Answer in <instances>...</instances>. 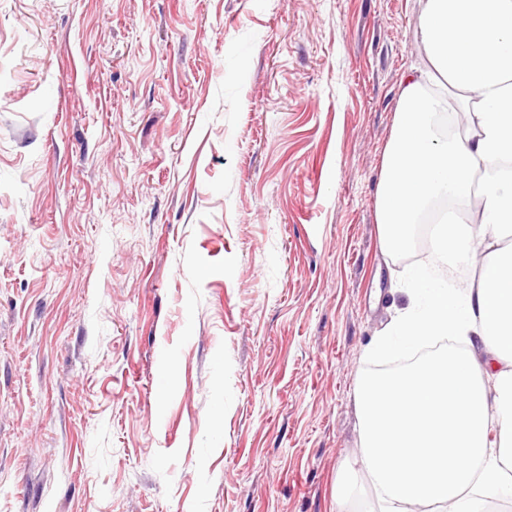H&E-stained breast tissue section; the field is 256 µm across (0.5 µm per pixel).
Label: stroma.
Returning <instances> with one entry per match:
<instances>
[{"label":"stroma","mask_w":512,"mask_h":512,"mask_svg":"<svg viewBox=\"0 0 512 512\" xmlns=\"http://www.w3.org/2000/svg\"><path fill=\"white\" fill-rule=\"evenodd\" d=\"M423 5L0 0V512H353Z\"/></svg>","instance_id":"obj_1"}]
</instances>
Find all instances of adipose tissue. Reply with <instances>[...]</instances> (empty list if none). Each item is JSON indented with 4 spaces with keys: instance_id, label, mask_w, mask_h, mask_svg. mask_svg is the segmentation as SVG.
Returning a JSON list of instances; mask_svg holds the SVG:
<instances>
[{
    "instance_id": "1",
    "label": "adipose tissue",
    "mask_w": 512,
    "mask_h": 512,
    "mask_svg": "<svg viewBox=\"0 0 512 512\" xmlns=\"http://www.w3.org/2000/svg\"><path fill=\"white\" fill-rule=\"evenodd\" d=\"M422 67L402 80L397 130L377 197L382 248L409 251L420 215L440 198V258L479 265L465 295L412 272L409 303L370 354L407 360L438 337L455 348L360 381L361 465L379 512H487L512 503V0H425ZM465 134L439 141L432 118ZM479 340L478 360L461 342Z\"/></svg>"
}]
</instances>
